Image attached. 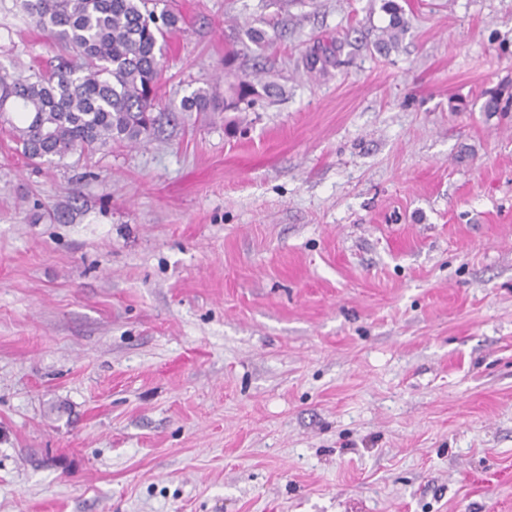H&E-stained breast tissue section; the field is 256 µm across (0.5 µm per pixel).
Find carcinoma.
<instances>
[{
	"label": "carcinoma",
	"mask_w": 512,
	"mask_h": 512,
	"mask_svg": "<svg viewBox=\"0 0 512 512\" xmlns=\"http://www.w3.org/2000/svg\"><path fill=\"white\" fill-rule=\"evenodd\" d=\"M163 0H18L21 11L68 51L57 68L14 76L0 70V116L13 106L20 123H10L22 154L53 162L97 151L113 142L136 143L155 135L174 114L159 112L165 36L179 17L158 9ZM388 24L378 49L398 47L407 29L394 0H383ZM261 86L268 96L281 94L275 83L226 75L224 103L207 90L186 97V112H217L235 102L253 104Z\"/></svg>",
	"instance_id": "1"
}]
</instances>
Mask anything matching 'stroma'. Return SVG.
<instances>
[{
    "label": "stroma",
    "mask_w": 512,
    "mask_h": 512,
    "mask_svg": "<svg viewBox=\"0 0 512 512\" xmlns=\"http://www.w3.org/2000/svg\"><path fill=\"white\" fill-rule=\"evenodd\" d=\"M397 2L381 54L382 0H169L176 121L0 129V512H512V0ZM231 51L282 95L182 113ZM382 9L389 15V21L388 24L380 30L377 46L379 50L389 52V50L398 47L408 29V22L404 18L401 7L394 3L393 0L383 1Z\"/></svg>",
    "instance_id": "1"
}]
</instances>
